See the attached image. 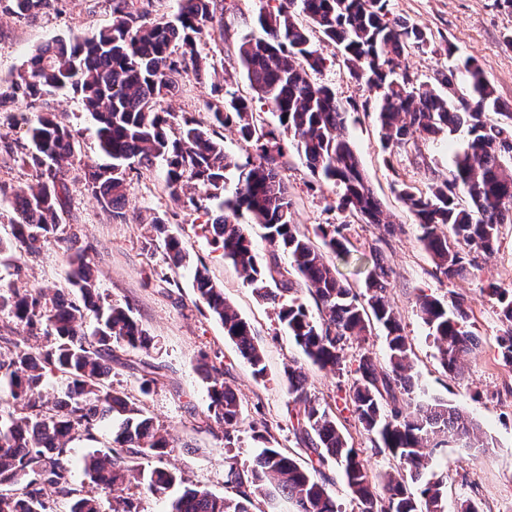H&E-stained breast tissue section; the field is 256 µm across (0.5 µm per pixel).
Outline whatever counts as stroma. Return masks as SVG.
Instances as JSON below:
<instances>
[{"label": "stroma", "mask_w": 512, "mask_h": 512, "mask_svg": "<svg viewBox=\"0 0 512 512\" xmlns=\"http://www.w3.org/2000/svg\"><path fill=\"white\" fill-rule=\"evenodd\" d=\"M10 5L11 0H0L2 87L10 84L36 46L54 37L88 36L112 21L106 0H59L54 9L24 18L11 14ZM259 7V0H224L223 29L204 28L197 46L209 64L207 78L184 76L177 95L157 102L158 110L173 115L171 135L179 134L187 118L208 123L204 102L213 87L250 95L236 47L250 32ZM388 11L390 17L424 30L428 39L426 47L409 49L406 57L415 82L433 83L438 72L473 57L496 96L512 103V46L505 43L506 37L512 36V8L504 7L502 0H389ZM317 48L326 59L317 79L330 86L346 107V135L395 232L386 235L376 225L339 209V188L316 182L297 153L292 136L280 131L285 153L280 173L294 203V222L311 237L322 225H348L351 256L348 261H337L336 275L353 287H361L364 282L366 259L375 253L383 257L390 272L389 299L410 347L415 383L460 407L484 431L483 446L454 444L437 449L431 456V470L448 477L447 512H458L466 499L477 502L482 512H505L512 504V367L504 364L497 343L504 325L496 302L483 289L491 282L512 289V224L502 225L497 249L491 256L478 257L473 275L453 281L436 275L430 256L418 240L419 228L396 190L407 184L424 191L434 178L447 175L452 151L466 142L465 131L434 141L416 137L406 150L388 157L380 143L374 94L350 79L337 45L321 42ZM53 106L75 136L63 222L57 240L46 243L38 254L23 257L14 249L0 254V293L43 288L76 300V293L66 283L68 258L59 241L68 238L87 247L101 297L130 309L152 338L146 350L117 347L112 387L142 399L148 413L168 432L173 450L164 462L181 471L189 486L219 496L230 495L225 483V460L233 458L241 467L249 464L262 448L261 440L253 433L257 427H267L274 447L304 458L303 446L295 438L288 417L285 371L291 365L302 367L308 392L331 408L354 447L362 449L372 474L380 477L390 471V458L372 453V443L348 403L354 370L362 356H370L377 368H387L384 331L377 327L371 335L351 339L340 371L312 365L283 329L277 306L254 295L233 265L224 260L204 230V212L180 209L172 203L164 186L163 166L131 174L127 185L128 219L113 222L78 180L80 168L106 162L97 147L93 118L73 96L56 97ZM37 118L36 108L22 100L10 111L0 112V238L5 240L11 237L15 197L33 182L31 169L6 153L5 148L24 142L28 124ZM163 214L190 257L188 265L175 271L164 262L161 250L151 245L150 220ZM199 263L209 269L226 300L251 324L255 341L264 352V377L253 376L249 364L225 337L221 323L196 298L191 281ZM166 276L172 277V284H163ZM421 293L447 303L456 294L467 297L471 308L469 328L479 344L464 361V377L449 374L441 366L437 346L416 305ZM145 361L161 372L159 382L146 396L140 391L144 380L141 364ZM205 362L223 369L226 384L242 404L245 424L232 436H225L223 426L207 417V385L200 374Z\"/></svg>", "instance_id": "1"}]
</instances>
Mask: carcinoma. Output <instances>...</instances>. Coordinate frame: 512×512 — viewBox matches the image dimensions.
<instances>
[{"label": "carcinoma", "instance_id": "1", "mask_svg": "<svg viewBox=\"0 0 512 512\" xmlns=\"http://www.w3.org/2000/svg\"><path fill=\"white\" fill-rule=\"evenodd\" d=\"M57 0H12L19 17L55 7ZM151 0H109L112 23L90 37H58L36 48L26 66L0 91V112L19 100L46 102L64 90L81 97L97 124L99 149L110 163L83 172L85 189L112 219L127 220L126 186L130 174L156 163L166 169L165 186L179 208L200 210L205 200H220L219 214L208 219L212 242L240 272L262 300L279 305L278 318L305 357L321 369H341L342 353L354 337L367 335L372 324L386 333L389 369L379 370L371 358L360 359L349 401L359 423L375 444L377 454L396 461V468L378 485L366 460L329 410L312 399L299 367L290 366L288 412L294 435L309 444L307 458L297 459L267 446L251 466L240 469L228 462L225 483L232 494L217 497L188 488L171 504L170 512H252L259 496L280 493L294 502L296 512H340L327 491L321 467L332 458L360 512H445L447 476L429 471L426 450L450 444L472 446L480 428L457 406L439 397H410L414 382L409 347L398 316L388 299L389 272L375 257L367 270L364 289L336 277L326 258L330 251L350 256L345 225L320 229L315 245L294 224L293 203L280 169L283 151L274 131L253 119L254 103L275 112L281 127L293 134L295 148L320 182L340 188L338 206L387 234L395 232L385 219L345 134V111L333 90L316 81L324 58L312 37L342 47L352 79L378 92L375 109L380 141L389 154L405 148L415 135L449 136L466 128V147L455 154L448 176L429 192L405 184L398 196L415 217L419 241L437 273L452 281L471 274L476 255L497 247L500 227L512 223V112L487 80L478 61L467 58L436 84H417L407 78L405 54L422 47V29L389 19L387 0H279L274 9L260 7V35L246 34L237 57L254 95L213 90L204 103L210 117L205 129L184 120L180 134L171 137L169 112L156 102L179 92L178 78L207 70L197 51L203 27L221 23L223 0H177V23L150 18ZM306 19V24L297 17ZM465 77L467 96L458 95L457 75ZM494 112L503 121L492 122ZM235 127L241 140L256 147V156L240 159L224 149L217 129ZM28 143L17 158L35 173L36 183L15 198L17 219L12 237L19 252L32 254L55 234L61 223L68 186L66 167L74 156V135L46 114L27 130ZM199 195H187V185ZM266 230L269 262H261L245 225ZM155 246L163 249L170 267L186 263L178 237L169 233L168 218L153 217ZM448 227L443 231L442 227ZM68 253V282L81 303L53 296L44 289L0 294V306L46 344L33 350L15 348L0 358V385H7L8 410H0V512H54L49 494L68 500V512H102L99 497L75 486L69 443L93 437L96 426L118 421L112 446L82 459L86 476L112 497V512H134L125 491L161 496L183 483L180 473L162 466L170 453L166 431L156 426L144 405L112 390L113 344L147 349L152 338L130 310L105 304L93 282L86 250L73 241ZM290 268L278 264L279 254ZM309 287L320 318L297 297L294 280ZM192 288L197 299L224 327L253 375L265 372L250 324L225 301L206 267H195ZM497 301L506 324L499 347L512 366V289L494 283L485 289ZM420 317L437 343L443 368L461 372V360L473 353L477 339L469 330L470 306L462 295L451 305L427 294L417 297ZM92 315L96 327L84 330ZM201 373L208 384L209 418L224 426V438L244 423L241 403L224 382L222 369L206 364ZM60 376L61 393L44 390L48 376Z\"/></svg>", "mask_w": 512, "mask_h": 512}]
</instances>
